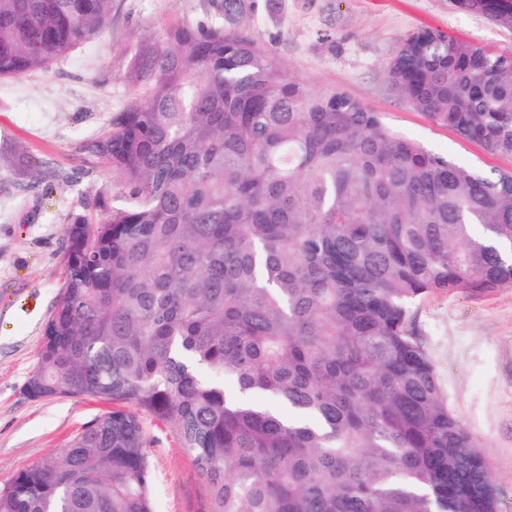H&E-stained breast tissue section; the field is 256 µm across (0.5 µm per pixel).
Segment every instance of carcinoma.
<instances>
[{
    "mask_svg": "<svg viewBox=\"0 0 512 512\" xmlns=\"http://www.w3.org/2000/svg\"><path fill=\"white\" fill-rule=\"evenodd\" d=\"M488 15L501 0H464ZM176 27L88 163L33 398L119 407L0 486V512H154L141 415L193 457L206 512H497L490 464L416 324L431 293L512 286V173L437 156L225 26ZM112 0H0V78L100 36ZM389 86L512 157V53L408 35Z\"/></svg>",
    "mask_w": 512,
    "mask_h": 512,
    "instance_id": "obj_1",
    "label": "carcinoma"
}]
</instances>
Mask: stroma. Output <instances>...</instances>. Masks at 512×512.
I'll return each mask as SVG.
<instances>
[{"label":"stroma","mask_w":512,"mask_h":512,"mask_svg":"<svg viewBox=\"0 0 512 512\" xmlns=\"http://www.w3.org/2000/svg\"><path fill=\"white\" fill-rule=\"evenodd\" d=\"M213 0H113L105 32L47 69L0 79V484L68 442L112 402L31 398L43 328L65 279L64 229L82 198L120 194L100 168L85 177L79 143L137 97L126 80L137 46L214 16ZM241 34L273 48L312 90L361 99L399 134L484 172H512V157L429 119L393 91L388 63L402 40L439 29L490 51L512 50V26L459 10L452 0H242ZM37 184L29 192L28 184ZM445 397L481 446L498 512H512V287L434 294L415 308ZM156 512H204L206 492L175 432L141 418Z\"/></svg>","instance_id":"35a3bbf8"}]
</instances>
